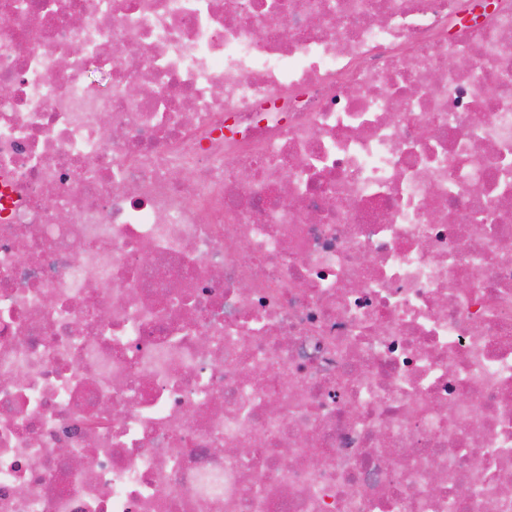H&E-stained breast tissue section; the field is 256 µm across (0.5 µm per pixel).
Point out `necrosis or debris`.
<instances>
[{"instance_id": "1", "label": "necrosis or debris", "mask_w": 512, "mask_h": 512, "mask_svg": "<svg viewBox=\"0 0 512 512\" xmlns=\"http://www.w3.org/2000/svg\"><path fill=\"white\" fill-rule=\"evenodd\" d=\"M16 1L0 512H512V0Z\"/></svg>"}]
</instances>
